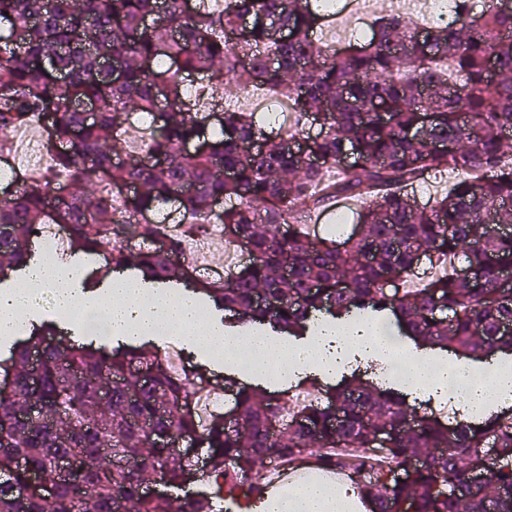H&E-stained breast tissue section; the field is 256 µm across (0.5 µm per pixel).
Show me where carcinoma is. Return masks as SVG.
I'll return each mask as SVG.
<instances>
[{"label":"carcinoma","instance_id":"carcinoma-1","mask_svg":"<svg viewBox=\"0 0 512 512\" xmlns=\"http://www.w3.org/2000/svg\"><path fill=\"white\" fill-rule=\"evenodd\" d=\"M455 0L452 25H416L378 17L368 38L328 55L314 37L325 15L305 0H229L220 14L179 0H0V138L39 124L51 175L0 188V284L32 257L30 243L49 224L63 227L70 253L128 265L119 237L166 239L140 252L132 271L143 283L191 291L226 328L257 324L296 340L312 335L318 314L380 322L418 348L448 349L480 363L512 361V0L475 11ZM238 82L288 100L290 127L266 130L255 113L226 108L223 119L201 109ZM83 103L96 108L90 122ZM133 114L152 119L142 154L128 149ZM320 119V135H303ZM304 138V151L288 144ZM260 140L254 155L245 143ZM354 149L356 168L342 165ZM460 171L431 206L412 202L407 187L432 172ZM125 196L117 218L112 195ZM193 227L224 225L249 255L231 278L193 277L181 237L148 219L176 201ZM361 203L360 229L312 235L293 212L336 199ZM229 199L228 207L214 208ZM427 259L436 269L419 288H389ZM443 309L451 319L436 317ZM58 322L43 319L6 343L0 370L13 374L0 392V512H215L228 499H262V469L292 465L305 454L325 467L360 473L363 463L339 448H374L390 436L389 466L357 482L371 512H512V404L454 424L406 402L399 388L356 376L282 417L288 391H268L224 375L240 428L224 417L198 424L189 407L194 382L209 370L193 364L181 379L160 352L93 342L61 345ZM39 346L38 370L29 349ZM42 413L22 421L19 413ZM194 434L206 449L215 491L181 495L190 461L174 447ZM492 444L493 493L470 480ZM140 459L136 469L111 455ZM23 456L46 484L22 495L25 475L10 468ZM71 458L75 482L52 478ZM414 459L422 467L398 486L390 470ZM160 472L166 495L143 496L145 475Z\"/></svg>","mask_w":512,"mask_h":512}]
</instances>
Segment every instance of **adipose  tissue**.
Returning <instances> with one entry per match:
<instances>
[{
  "instance_id": "obj_1",
  "label": "adipose tissue",
  "mask_w": 512,
  "mask_h": 512,
  "mask_svg": "<svg viewBox=\"0 0 512 512\" xmlns=\"http://www.w3.org/2000/svg\"><path fill=\"white\" fill-rule=\"evenodd\" d=\"M82 273L76 258L30 261L13 288L0 290V334L9 333L19 322L34 321L49 308L91 327L108 345L126 336L152 337L159 327H167L193 348L223 359L225 366L249 365L253 375L266 378L272 386L303 373L331 379L356 359L379 365L387 373L402 365L407 389L432 398L442 409L460 403L471 415L493 401L512 397V371L498 363L487 365L482 382L475 384L464 362L441 360L406 339H392L370 323L330 322L311 341L292 347L266 330L245 327L229 334L221 325L204 323L192 292L175 295L148 289L133 277L115 273L102 290L91 293L74 286ZM348 506L345 486L315 477L268 502L264 512H346Z\"/></svg>"
}]
</instances>
